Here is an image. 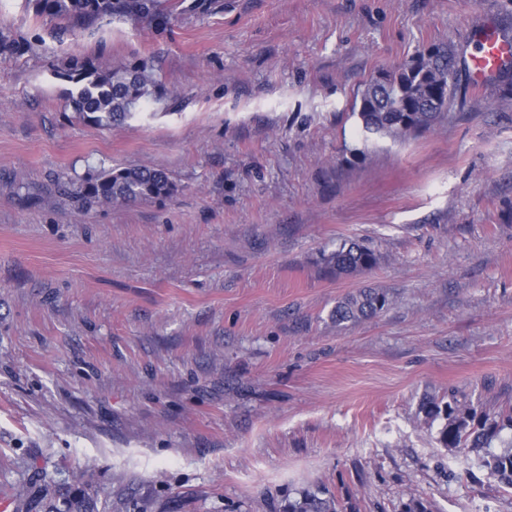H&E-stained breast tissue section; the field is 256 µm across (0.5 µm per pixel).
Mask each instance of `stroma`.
<instances>
[{"instance_id":"1","label":"stroma","mask_w":512,"mask_h":512,"mask_svg":"<svg viewBox=\"0 0 512 512\" xmlns=\"http://www.w3.org/2000/svg\"><path fill=\"white\" fill-rule=\"evenodd\" d=\"M484 20L512 41V0H169L94 30L0 0V493L46 471L100 512H284L316 484L351 512H512L420 411L512 405V67L471 88ZM433 45L447 118L364 141L356 95ZM77 60L143 66L148 105L78 120ZM145 166L172 197L70 199ZM350 240L376 265L328 272ZM365 287L388 306L336 326Z\"/></svg>"}]
</instances>
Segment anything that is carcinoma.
<instances>
[{
    "label": "carcinoma",
    "instance_id": "obj_1",
    "mask_svg": "<svg viewBox=\"0 0 512 512\" xmlns=\"http://www.w3.org/2000/svg\"><path fill=\"white\" fill-rule=\"evenodd\" d=\"M36 13L66 21L69 27L93 29L103 19L120 17L151 27L163 19L161 0H36ZM384 84L365 86L353 109L362 132L382 138L401 139L423 133L447 115L458 86L454 59L446 48L423 52L403 68L388 72ZM79 86L69 106L83 122L100 128L122 124L148 95V78L143 71L121 67L107 73L88 72L78 79ZM176 185L162 170L123 167L103 171L84 181L71 194L79 208L90 210L114 202L172 197ZM327 269L348 274L370 269L376 254L352 241L343 243L323 258ZM388 304L379 289H363L336 302L332 318L336 325L359 323L377 315ZM421 412L428 421L443 418L438 442L451 452L475 454L487 476L512 489V440L503 449L493 448L506 431L512 432V409L490 413L452 399L442 403L426 397ZM16 512H98L88 495L62 488L54 479L40 475L32 484L13 490ZM288 512H342L340 504L324 487L307 488L288 500Z\"/></svg>",
    "mask_w": 512,
    "mask_h": 512
}]
</instances>
